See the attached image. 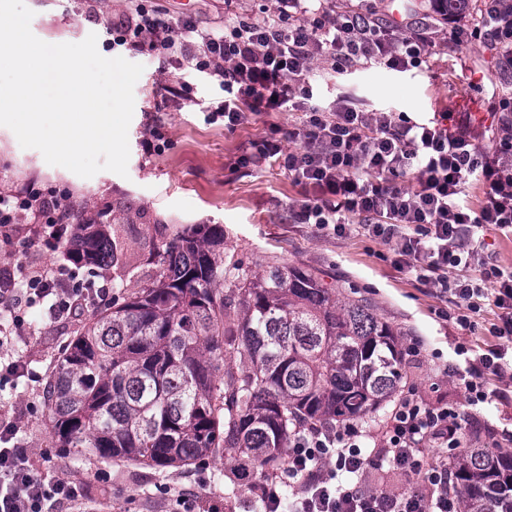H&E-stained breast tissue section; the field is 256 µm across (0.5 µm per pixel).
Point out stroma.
<instances>
[{
	"instance_id": "35a3bbf8",
	"label": "stroma",
	"mask_w": 512,
	"mask_h": 512,
	"mask_svg": "<svg viewBox=\"0 0 512 512\" xmlns=\"http://www.w3.org/2000/svg\"><path fill=\"white\" fill-rule=\"evenodd\" d=\"M157 2L170 15L194 18L205 29L222 23L225 8L241 13L255 5V0H233L229 6L224 0ZM26 4L34 13L31 30L40 40L78 43L93 33L102 56L127 57L125 47L113 44L102 26L82 20V0H26ZM327 5L339 13L361 5L400 26L408 19L424 18L432 25L435 55L431 67L407 71L375 66L334 71L326 61H318L313 105L325 108L347 96L363 111L402 112L419 123L448 112L451 125H468L482 147L494 145L499 131L477 121L476 115L499 94L512 90V72L499 68L489 46L449 48L448 23L437 12L435 0H327ZM473 75L480 80L475 88L469 85ZM183 77L193 85L191 99L157 113L160 88ZM134 98L127 176L102 171L82 178L57 169L40 151L22 148L12 130L0 126V183L32 182L58 191L61 203L78 207L97 222L133 223L128 244L137 255L148 252L150 226L155 221L180 227L223 225L227 249L252 269L293 265L334 286L339 298L370 303L401 335L408 386L431 404L463 403L459 379L466 372L468 358L457 354L456 346L462 340L475 350L493 344L488 328L494 312L485 310L477 319L475 334L463 337L455 321L441 317L449 308L445 294L437 286L423 284L415 274L395 268L388 245L355 228L340 236L297 223L293 213L309 194L278 161L237 166V159L250 152L252 142L268 134L270 124L288 125L293 113L261 114L251 124L227 131L222 123L208 118L224 98L218 83L200 74H184L159 60L145 64L134 86ZM155 117L163 122L164 139L159 151L149 153L144 138ZM65 260L64 250L47 249L23 236L0 239V268L21 263L50 267ZM92 317L88 310L80 319L58 325L48 320L44 306L28 308L25 318L31 334L15 337L11 346L0 350V356H14L27 365L26 377L0 385V417L17 419L18 435L30 449L36 468L88 481L89 493L103 512H171L173 496L181 487L194 488L204 505L219 512H249L250 494L231 502L224 498L219 482L224 474L222 457L210 458L202 468L168 469L165 478L156 481L147 470L132 464H108L88 456L69 461L66 449L54 447L43 391L64 345ZM504 392L506 401L495 400L473 410L474 424L466 434L465 447L496 444L512 452V386Z\"/></svg>"
}]
</instances>
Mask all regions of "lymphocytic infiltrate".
Instances as JSON below:
<instances>
[{
	"mask_svg": "<svg viewBox=\"0 0 512 512\" xmlns=\"http://www.w3.org/2000/svg\"><path fill=\"white\" fill-rule=\"evenodd\" d=\"M86 20L115 35L132 55L166 58L179 70L206 72L224 90L215 110L232 131L264 112H293L287 130L271 134L255 153L258 165L281 159L292 180L314 198L301 206L299 223L345 233L352 218L360 230L391 246L399 269L416 272L462 302L456 321L474 331L485 307L498 311L492 333L497 347L475 354L463 383L466 405L491 401V379L512 381V266L493 263L485 251L490 228H512V93L489 111L502 135L483 148L464 128L442 121L418 123L387 112H362L340 101L330 111L303 108L314 63L333 68L383 65L394 70L429 64L433 45L428 27L404 29L379 23L367 10L334 14L305 7L303 0H275L258 14L225 13L223 26L200 30L188 18L163 13L154 0H135L129 11L102 16L97 0H83ZM448 44H488L497 64L512 70V0H484L479 16L449 13ZM295 148L284 151L283 142ZM415 172L412 187L394 179ZM481 186L479 208L461 203L467 183ZM74 208L61 207L55 192L35 187H0V231L37 237L57 247L64 242ZM480 266L481 281L449 279L460 266ZM112 282L77 279L72 268L33 267L0 274V348L26 329L23 309L48 301L54 321L66 322L109 300ZM460 405L430 404L415 391L402 393L384 428L372 436L354 424L311 425L288 450L289 498L276 482L254 478L251 488L265 512H461L448 491V452L460 448L468 425ZM17 422L0 421V512H50L88 502L85 483L36 471L17 442ZM402 472L399 489L368 486V470Z\"/></svg>",
	"mask_w": 512,
	"mask_h": 512,
	"instance_id": "lymphocytic-infiltrate-1",
	"label": "lymphocytic infiltrate"
}]
</instances>
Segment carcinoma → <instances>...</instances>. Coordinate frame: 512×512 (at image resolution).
Listing matches in <instances>:
<instances>
[{
	"label": "carcinoma",
	"instance_id": "1",
	"mask_svg": "<svg viewBox=\"0 0 512 512\" xmlns=\"http://www.w3.org/2000/svg\"><path fill=\"white\" fill-rule=\"evenodd\" d=\"M135 256L124 224L77 223L74 261L112 271L47 384L55 447L154 471L217 454L249 489L281 476L296 431L373 418L403 382L398 332L307 271L257 272L224 251V226L154 224ZM462 512H512V454L467 448L448 462Z\"/></svg>",
	"mask_w": 512,
	"mask_h": 512
}]
</instances>
